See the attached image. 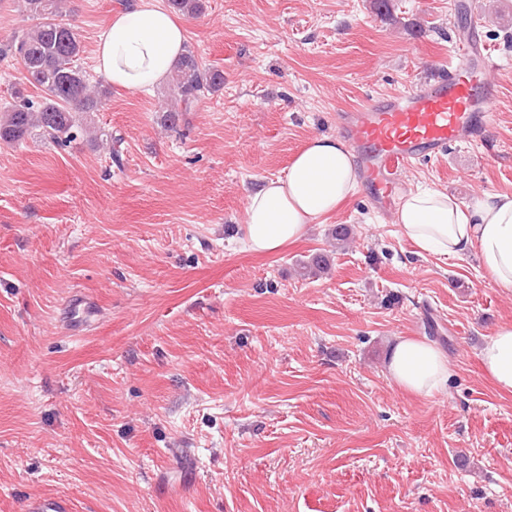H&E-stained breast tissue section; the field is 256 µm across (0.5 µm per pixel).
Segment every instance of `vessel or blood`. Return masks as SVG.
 <instances>
[{
  "instance_id": "b4317fda",
  "label": "vessel or blood",
  "mask_w": 512,
  "mask_h": 512,
  "mask_svg": "<svg viewBox=\"0 0 512 512\" xmlns=\"http://www.w3.org/2000/svg\"><path fill=\"white\" fill-rule=\"evenodd\" d=\"M458 66H443L410 91L346 114L338 128L359 159L379 208L395 207L394 191L414 162L480 139L497 97L489 80L488 49L470 39L456 44Z\"/></svg>"
}]
</instances>
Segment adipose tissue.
I'll use <instances>...</instances> for the list:
<instances>
[{
  "mask_svg": "<svg viewBox=\"0 0 512 512\" xmlns=\"http://www.w3.org/2000/svg\"><path fill=\"white\" fill-rule=\"evenodd\" d=\"M187 51L183 25L147 0L117 13L97 42L98 71L116 88L150 91ZM359 184L355 157L335 136L311 137L295 154L285 177L263 180L247 195L244 248L266 254L302 238L309 224L331 215ZM402 237L418 255L463 258L478 253L496 287L512 291V194L486 193L461 203L439 190L409 192L396 211ZM479 360L496 386L512 393V325L496 328ZM386 374L398 389L431 396L451 374L445 352L433 343L396 338Z\"/></svg>",
  "mask_w": 512,
  "mask_h": 512,
  "instance_id": "obj_1",
  "label": "adipose tissue"
}]
</instances>
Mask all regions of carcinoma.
<instances>
[{"mask_svg": "<svg viewBox=\"0 0 512 512\" xmlns=\"http://www.w3.org/2000/svg\"><path fill=\"white\" fill-rule=\"evenodd\" d=\"M23 2L26 12L36 17L38 23L0 47V56L16 58L26 81L42 95L41 100L34 101L19 89L14 92V101L0 111V142L23 141L36 129L64 146L83 128L87 116L98 111L108 91H92L75 65L82 51L81 41L74 27L61 19L57 0ZM171 81L177 98L165 111L164 123L174 128L182 113L205 94L221 88L224 73L202 67L195 55L188 53L174 65ZM324 264V257L315 255L299 264L300 273L313 277Z\"/></svg>", "mask_w": 512, "mask_h": 512, "instance_id": "carcinoma-1", "label": "carcinoma"}]
</instances>
